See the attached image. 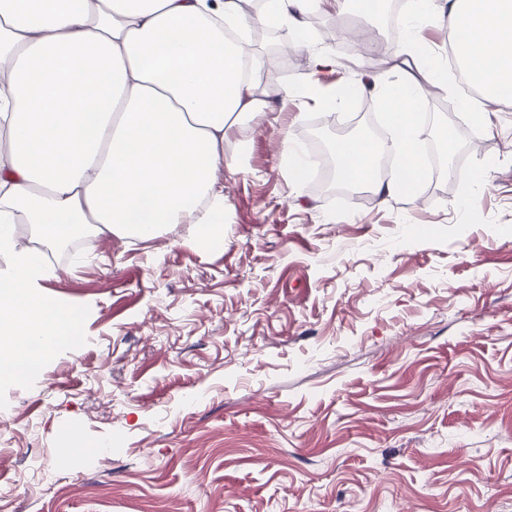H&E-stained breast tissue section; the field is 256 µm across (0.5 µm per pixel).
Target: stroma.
Instances as JSON below:
<instances>
[{
	"mask_svg": "<svg viewBox=\"0 0 512 512\" xmlns=\"http://www.w3.org/2000/svg\"><path fill=\"white\" fill-rule=\"evenodd\" d=\"M316 18L326 91L391 76L406 34L384 15L340 0ZM255 47L278 75L260 99L278 104L307 54L275 33ZM462 90L452 73L420 98L467 134L456 176L428 171L414 194L291 183L257 117L224 137L221 245L191 224L146 242L90 227L81 255L18 225L76 328L0 384V512H512V100L478 124ZM367 100L279 117L309 157L380 139Z\"/></svg>",
	"mask_w": 512,
	"mask_h": 512,
	"instance_id": "obj_1",
	"label": "stroma"
}]
</instances>
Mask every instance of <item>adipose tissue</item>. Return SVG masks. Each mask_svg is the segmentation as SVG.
Returning <instances> with one entry per match:
<instances>
[{
  "instance_id": "1",
  "label": "adipose tissue",
  "mask_w": 512,
  "mask_h": 512,
  "mask_svg": "<svg viewBox=\"0 0 512 512\" xmlns=\"http://www.w3.org/2000/svg\"><path fill=\"white\" fill-rule=\"evenodd\" d=\"M336 0H0V379L42 365L71 318L41 297L48 269L21 244L16 224L41 240L70 239L95 225L139 241L168 224H192L218 244L224 222V135L266 114L254 72L265 66L246 21L305 33L309 13ZM420 26L447 22L448 42L483 89L459 101L475 122L512 98V0H413ZM433 56L391 83L372 84L395 130L385 145L337 141L341 179L379 201L409 192L423 175L415 102L446 85ZM391 152L393 177L377 175Z\"/></svg>"
}]
</instances>
